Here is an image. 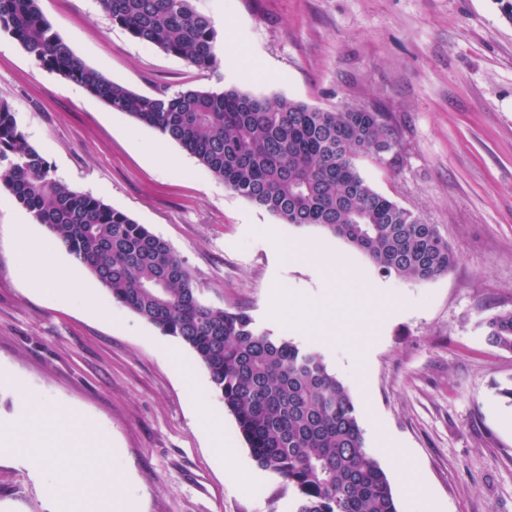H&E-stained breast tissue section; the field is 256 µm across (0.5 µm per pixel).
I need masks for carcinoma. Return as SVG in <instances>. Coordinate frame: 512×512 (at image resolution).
Instances as JSON below:
<instances>
[{
	"label": "carcinoma",
	"mask_w": 512,
	"mask_h": 512,
	"mask_svg": "<svg viewBox=\"0 0 512 512\" xmlns=\"http://www.w3.org/2000/svg\"><path fill=\"white\" fill-rule=\"evenodd\" d=\"M40 0H0V32L54 71L178 144L239 197L283 224L316 226L410 281L447 274L457 255L434 224L378 193L360 161L398 146L379 112L323 110L236 89L138 94L76 56ZM135 40L194 69L220 65L217 31L192 0H99ZM0 186L58 238L112 301L187 345L234 416L253 460L292 492L290 512H399L368 452L349 388L318 350L278 339L239 308L206 303L170 244L126 213L57 179L0 100ZM512 353V310L483 322Z\"/></svg>",
	"instance_id": "obj_1"
}]
</instances>
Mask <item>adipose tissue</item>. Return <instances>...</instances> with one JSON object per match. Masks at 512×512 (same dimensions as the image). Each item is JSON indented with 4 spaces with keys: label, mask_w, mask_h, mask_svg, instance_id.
<instances>
[{
    "label": "adipose tissue",
    "mask_w": 512,
    "mask_h": 512,
    "mask_svg": "<svg viewBox=\"0 0 512 512\" xmlns=\"http://www.w3.org/2000/svg\"><path fill=\"white\" fill-rule=\"evenodd\" d=\"M19 259L40 287H54L64 279L72 284L78 281V270L60 275L56 263L28 240L19 243ZM0 445L12 448L15 455L32 460L37 468L45 470L46 485L57 512H129L117 505L115 490L122 478L113 473L104 448L98 446L84 452L82 472L73 473L59 467L60 448L54 438L34 436L28 423L18 422L0 431Z\"/></svg>",
    "instance_id": "adipose-tissue-1"
}]
</instances>
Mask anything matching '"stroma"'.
I'll list each match as a JSON object with an SVG mask.
<instances>
[{"label": "stroma", "mask_w": 512, "mask_h": 512, "mask_svg": "<svg viewBox=\"0 0 512 512\" xmlns=\"http://www.w3.org/2000/svg\"><path fill=\"white\" fill-rule=\"evenodd\" d=\"M193 5L218 32L224 62L210 72L132 39L98 0H40L75 55L136 93L236 89L384 113L399 147L362 173L438 226L458 255L448 274L384 276L342 239L280 223L3 32L0 99L57 179L168 241L205 301L325 355L359 408L370 455L388 471L386 444L403 449L426 485L421 498L397 493L400 512H512V405L498 393L512 384V353L490 347L482 328L512 310V22L498 0ZM22 221L61 265L74 262L0 190V426L38 420L48 403L70 410L44 431L73 446L105 436L139 512H288L290 490L257 467L192 351L113 303L95 277L62 293L34 287L17 253ZM301 243L343 262L335 284L293 256ZM277 287L300 293V328L274 312ZM205 417L222 423L225 448L256 481L232 479ZM53 510L41 474L0 447V512Z\"/></svg>", "instance_id": "stroma-1"}]
</instances>
